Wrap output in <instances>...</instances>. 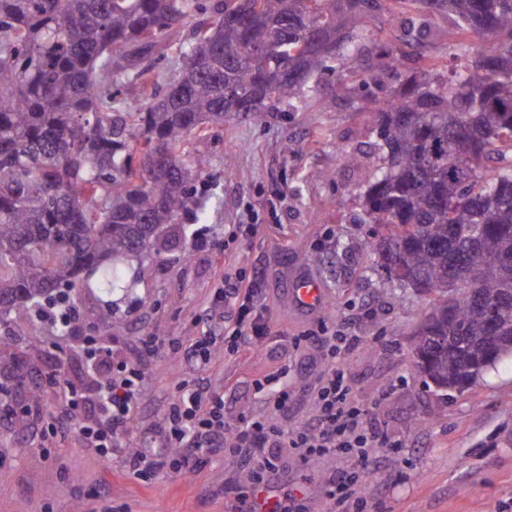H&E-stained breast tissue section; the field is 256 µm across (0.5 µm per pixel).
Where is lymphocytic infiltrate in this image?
Returning <instances> with one entry per match:
<instances>
[{"label": "lymphocytic infiltrate", "instance_id": "lymphocytic-infiltrate-1", "mask_svg": "<svg viewBox=\"0 0 512 512\" xmlns=\"http://www.w3.org/2000/svg\"><path fill=\"white\" fill-rule=\"evenodd\" d=\"M265 276L264 269L256 268L250 276L236 275L234 281L220 287L218 300L238 306L236 321L223 330L225 354L259 344L268 336V325L255 307ZM362 342V336L355 333L315 337V345L326 355V365L318 379V414L311 425L291 428L280 420V413L287 411L292 402L291 394L284 389L272 397L275 416L241 420L234 445L252 449L256 455L254 487L279 483L280 454L287 448L304 461L314 455L336 454L353 459L356 471L366 474L377 469L378 461L371 450L381 444L382 438L377 431L363 428V410L341 365L344 356ZM90 358L104 375L93 395L71 401L70 406L86 447L103 449L111 447L113 436L133 430L144 373L127 365L111 370L112 348L108 345L91 351ZM226 427L223 394L200 387L182 391L164 414L156 449L129 453L126 467L140 479L164 469L175 475L189 474L197 466L199 452L224 447Z\"/></svg>", "mask_w": 512, "mask_h": 512}]
</instances>
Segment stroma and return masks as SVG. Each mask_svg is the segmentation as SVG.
I'll use <instances>...</instances> for the list:
<instances>
[{
  "instance_id": "stroma-1",
  "label": "stroma",
  "mask_w": 512,
  "mask_h": 512,
  "mask_svg": "<svg viewBox=\"0 0 512 512\" xmlns=\"http://www.w3.org/2000/svg\"><path fill=\"white\" fill-rule=\"evenodd\" d=\"M433 28L435 37L409 44L385 37L381 21L372 20L369 55L351 63L344 82L325 76L303 110L261 112L191 137L187 151L211 158L194 186L209 200L207 218L189 221L183 235L164 230L148 268L130 261L127 274L136 284L114 293V306L97 291L75 293L76 336L28 307L0 326V338L12 342L11 358L0 361V512H234L238 496L251 493L248 449L229 458L206 455L190 475L160 474L147 483L128 472L125 458L153 445L187 382L223 394L232 425L242 416L269 414L271 396L282 388L299 395L289 425L310 422L324 357L304 333L321 321L352 326L365 338L343 365L368 411L367 425L386 438L373 451L380 464L370 485L360 489L367 512H512V362L499 363L495 377H480L462 392L427 384L412 339L429 299L393 287L372 269L370 227L359 223L355 198L364 177L340 159L342 150L359 145L357 133L369 121L357 80L379 53L401 54L409 66L424 55L450 65L447 19L438 17ZM249 224L261 227L250 239ZM199 231L212 251L193 253ZM257 266L268 270L258 307L270 341L196 368L186 358L189 345L235 319L231 303L215 300L216 288L225 273ZM302 276L317 279L326 295L323 311L309 314L291 303L288 290ZM156 327L163 344L156 354H143L142 341ZM86 335L111 341L113 364H136L145 373L135 428L120 436L108 459L82 447L66 424L63 381L91 389L99 375L80 350ZM35 391L42 412L23 417ZM283 462L276 493L293 492L297 512H330L324 482L345 459L325 455L300 463L287 454Z\"/></svg>"
}]
</instances>
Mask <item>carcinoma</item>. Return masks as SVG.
<instances>
[{
	"label": "carcinoma",
	"mask_w": 512,
	"mask_h": 512,
	"mask_svg": "<svg viewBox=\"0 0 512 512\" xmlns=\"http://www.w3.org/2000/svg\"><path fill=\"white\" fill-rule=\"evenodd\" d=\"M431 15L455 65L378 57L361 78L389 84L366 108L376 140L342 162L367 169L374 267L439 296L412 341L421 373L470 388L512 357V0H0V324L63 282L112 292L163 229L201 220L189 136L298 112L328 62L339 80L365 54L371 19L422 41ZM171 53L161 91L143 62Z\"/></svg>",
	"instance_id": "1"
}]
</instances>
